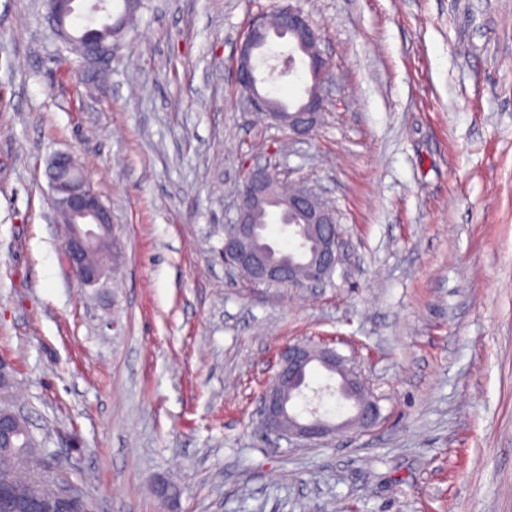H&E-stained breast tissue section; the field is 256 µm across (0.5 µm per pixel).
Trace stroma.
<instances>
[{
  "instance_id": "35a3bbf8",
  "label": "stroma",
  "mask_w": 512,
  "mask_h": 512,
  "mask_svg": "<svg viewBox=\"0 0 512 512\" xmlns=\"http://www.w3.org/2000/svg\"><path fill=\"white\" fill-rule=\"evenodd\" d=\"M287 1L329 63L301 139L233 77L249 21ZM45 13L0 0V357L90 512H512V0H142L99 85ZM59 153L112 213L121 259L93 288L68 270ZM255 162L335 209L332 283L225 266ZM321 337L379 423L264 440L278 349Z\"/></svg>"
}]
</instances>
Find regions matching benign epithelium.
Instances as JSON below:
<instances>
[{
  "instance_id": "1",
  "label": "benign epithelium",
  "mask_w": 512,
  "mask_h": 512,
  "mask_svg": "<svg viewBox=\"0 0 512 512\" xmlns=\"http://www.w3.org/2000/svg\"><path fill=\"white\" fill-rule=\"evenodd\" d=\"M287 18L286 26L274 29L269 18L259 15L247 26L234 63V76L247 103L275 124L300 137L310 134L317 112L325 102L328 83L326 59L319 49L318 30L304 12L291 4L279 9ZM275 39L288 50L274 55L281 64L280 76L296 70V57L303 58L310 83L303 96L284 111L262 89L268 78L259 67L269 57L265 50ZM84 68L91 73L107 70L112 60V45L99 41L83 55ZM48 178L55 194V206L66 223L64 248L72 276L82 285L93 287L107 274L115 259L112 217L86 175L73 169L71 155L55 156L48 167ZM280 174L271 166L246 168L236 195V219L224 235V264L246 272L254 280L278 281L288 278L295 288H313L325 282L328 270L336 265L342 235L333 209L314 204L318 194L311 186L299 183L291 193H280L275 185ZM278 221L281 230L293 242L288 258H269L272 244L259 243L262 222ZM102 260L95 262L92 257ZM345 357L335 349L303 342L283 345L278 351L275 372L268 377L259 395L258 422L261 430L276 440L319 442L354 428L369 429L378 419L380 409L375 398L354 405L355 413L341 422L322 416L323 397L309 387L305 375L313 367L336 373V386H327L329 394L344 398L364 385L360 375L342 368ZM25 425L20 411H0V447L9 448ZM81 499L68 492L47 503L37 495L20 501L0 484V512H74Z\"/></svg>"
}]
</instances>
